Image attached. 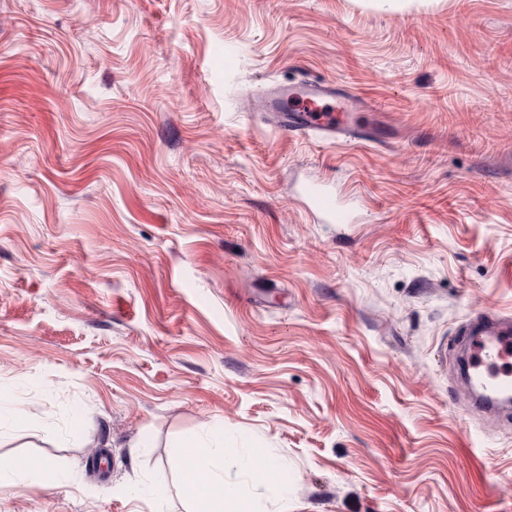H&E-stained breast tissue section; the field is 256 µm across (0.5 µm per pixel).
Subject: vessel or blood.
Returning a JSON list of instances; mask_svg holds the SVG:
<instances>
[{
	"instance_id": "b4317fda",
	"label": "vessel or blood",
	"mask_w": 512,
	"mask_h": 512,
	"mask_svg": "<svg viewBox=\"0 0 512 512\" xmlns=\"http://www.w3.org/2000/svg\"><path fill=\"white\" fill-rule=\"evenodd\" d=\"M361 105L358 95L340 89L336 83L313 80L262 91L256 103L279 131L312 135L331 143L360 140L362 131L352 122L351 114ZM305 195L325 223H350L349 209L322 184L307 185ZM463 341L470 364L484 367L481 374L469 378L477 407L484 413H498L497 394L512 391V375L496 371L499 361L512 357V322L493 317L472 319Z\"/></svg>"
}]
</instances>
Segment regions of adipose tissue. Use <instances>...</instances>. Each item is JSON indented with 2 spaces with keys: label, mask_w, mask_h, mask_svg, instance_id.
Instances as JSON below:
<instances>
[{
  "label": "adipose tissue",
  "mask_w": 512,
  "mask_h": 512,
  "mask_svg": "<svg viewBox=\"0 0 512 512\" xmlns=\"http://www.w3.org/2000/svg\"><path fill=\"white\" fill-rule=\"evenodd\" d=\"M178 489L182 498L200 505V512H255L254 499L244 493L234 474H249L275 494L285 496L287 488L270 482L268 468L255 453L224 443V428L205 429L184 449Z\"/></svg>",
  "instance_id": "obj_1"
}]
</instances>
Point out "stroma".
Listing matches in <instances>:
<instances>
[{"label": "stroma", "mask_w": 512, "mask_h": 512, "mask_svg": "<svg viewBox=\"0 0 512 512\" xmlns=\"http://www.w3.org/2000/svg\"><path fill=\"white\" fill-rule=\"evenodd\" d=\"M303 79L372 140L256 112ZM482 314L512 319V0H0V391L31 409L0 457L59 475L0 512H149L215 423L288 487L259 512H512V407L457 381ZM305 195L312 209L321 216L326 224H349L351 213L336 196L321 183H311L305 187ZM147 495L144 498L150 505V512H165L164 506L168 498L167 485L156 482L153 478H146Z\"/></svg>", "instance_id": "35a3bbf8"}]
</instances>
